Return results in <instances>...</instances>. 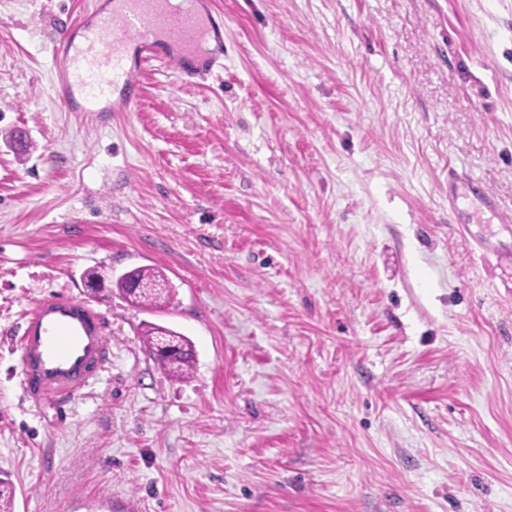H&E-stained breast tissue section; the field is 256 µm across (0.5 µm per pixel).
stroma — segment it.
<instances>
[{
    "instance_id": "obj_1",
    "label": "stroma",
    "mask_w": 512,
    "mask_h": 512,
    "mask_svg": "<svg viewBox=\"0 0 512 512\" xmlns=\"http://www.w3.org/2000/svg\"><path fill=\"white\" fill-rule=\"evenodd\" d=\"M88 2L0 0L12 512H512V0H218L205 81L152 62L135 110L70 112L52 46ZM452 173L497 212L449 211ZM140 266L175 309L83 283ZM51 293L111 353L59 411L16 351ZM162 334L166 336H161ZM144 345L154 362L167 370L174 378L188 377L195 365V349L185 336L154 323H145L142 331ZM167 338L173 346V352L158 350L160 339Z\"/></svg>"
}]
</instances>
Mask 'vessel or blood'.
<instances>
[{
  "instance_id": "vessel-or-blood-1",
  "label": "vessel or blood",
  "mask_w": 512,
  "mask_h": 512,
  "mask_svg": "<svg viewBox=\"0 0 512 512\" xmlns=\"http://www.w3.org/2000/svg\"><path fill=\"white\" fill-rule=\"evenodd\" d=\"M127 9L115 15L94 11L92 23L78 22L79 39L62 32L53 47L54 84L58 99L71 107L74 90L96 88L86 111L98 102L118 101L133 110L140 97L137 70L128 63L126 49L136 44L140 60L172 66L180 84L205 79L224 64L222 46H209L216 32L213 0H125ZM23 385L38 400L53 403L72 398L109 359L104 326L98 313L84 303L63 296L39 301L18 338Z\"/></svg>"
}]
</instances>
